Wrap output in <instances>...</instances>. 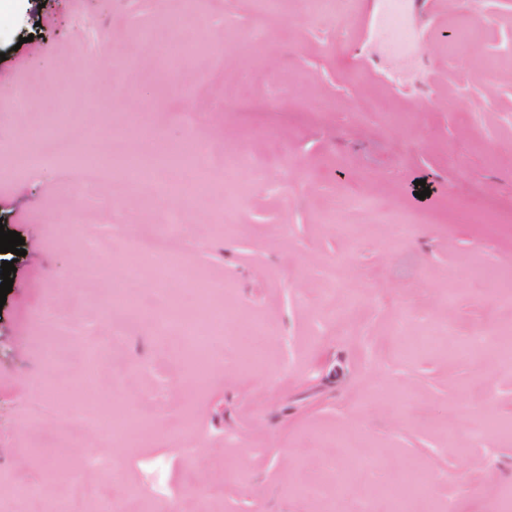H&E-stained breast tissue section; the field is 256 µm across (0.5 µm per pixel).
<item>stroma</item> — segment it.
<instances>
[{"instance_id":"stroma-1","label":"stroma","mask_w":512,"mask_h":512,"mask_svg":"<svg viewBox=\"0 0 512 512\" xmlns=\"http://www.w3.org/2000/svg\"><path fill=\"white\" fill-rule=\"evenodd\" d=\"M378 8L356 0L338 24L308 19L303 0L270 14L258 0H199L186 34L223 43V70L200 56L174 77L137 39L151 29L168 42L160 20L173 0H0V224L26 250L0 306V512H43L42 499L10 495L20 480L66 496L73 512H101L130 487L148 512H391L378 489L409 470L432 488L429 512L470 499L499 512L512 441L483 421L512 419V363L492 345L466 357L405 347L425 325L454 343L512 328V0H477L491 23L467 64L441 37L464 20L460 0L409 6L421 48L405 58L386 52ZM256 23L262 40L240 41ZM106 52L135 68H96ZM87 75L91 93L71 92ZM31 76L45 96L14 111ZM65 89L72 115L60 131L74 144L103 156L137 147L125 125L137 118L155 142L206 147L195 175L208 192L148 198L117 171L82 195L55 166L28 172L13 143L45 127L48 97ZM182 110L195 125L177 122ZM272 149L265 187L224 166ZM175 206L188 276L224 281L234 314L199 390L180 388L191 359L147 313L103 307L112 285L152 304L186 295L183 282L125 274L137 239ZM73 211L94 220L61 223ZM107 264L108 282L95 276ZM475 265L509 288L474 278ZM49 305L70 314L60 328L43 317ZM53 344L68 367L47 364ZM92 354L103 361L94 395L73 396ZM137 407L150 415L139 444L107 441L99 417ZM181 439L191 455L176 451Z\"/></svg>"}]
</instances>
